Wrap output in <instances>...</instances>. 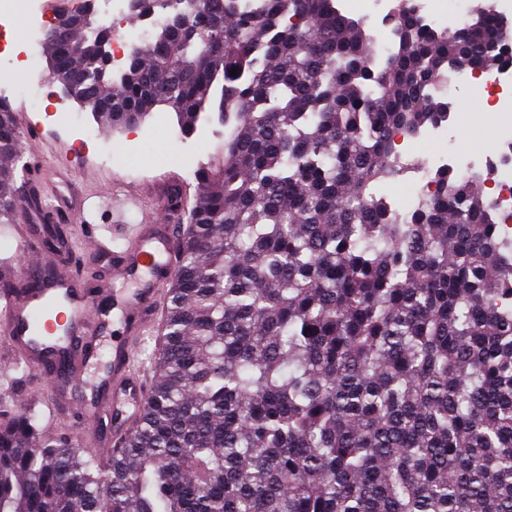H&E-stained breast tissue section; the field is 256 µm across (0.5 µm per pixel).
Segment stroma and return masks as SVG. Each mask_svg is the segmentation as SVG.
I'll return each instance as SVG.
<instances>
[{"mask_svg": "<svg viewBox=\"0 0 512 512\" xmlns=\"http://www.w3.org/2000/svg\"><path fill=\"white\" fill-rule=\"evenodd\" d=\"M80 117L96 134L95 144L82 148L67 121L59 119L44 122L42 141L22 156L29 164L34 155H42L60 171V178L49 187L54 196L74 193L84 201V211L67 227L76 235L90 224L140 223L163 206L165 186L192 180L194 171L209 163L224 140L223 125L206 118L192 136L179 138L176 117L163 106L137 128L118 132L103 128L91 112H81ZM488 126L499 136L512 133V105L491 110L476 103L467 112L454 110L448 138L462 151ZM129 195L136 198V206L126 204ZM52 397L47 378L27 365H16L6 338L0 335V398L16 404L44 428Z\"/></svg>", "mask_w": 512, "mask_h": 512, "instance_id": "obj_1", "label": "stroma"}]
</instances>
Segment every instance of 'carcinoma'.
Listing matches in <instances>:
<instances>
[{
	"instance_id": "carcinoma-1",
	"label": "carcinoma",
	"mask_w": 512,
	"mask_h": 512,
	"mask_svg": "<svg viewBox=\"0 0 512 512\" xmlns=\"http://www.w3.org/2000/svg\"><path fill=\"white\" fill-rule=\"evenodd\" d=\"M394 49L334 0H188L116 71L96 14L49 77L114 128L158 106L229 129L178 238L145 409L106 466L0 404V512H512V240L483 175L397 210V137L512 56L493 6L447 31L413 0ZM236 75H230V71ZM112 101V111L102 103ZM0 105V224L23 203Z\"/></svg>"
}]
</instances>
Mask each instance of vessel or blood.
<instances>
[{
	"label": "vessel or blood",
	"mask_w": 512,
	"mask_h": 512,
	"mask_svg": "<svg viewBox=\"0 0 512 512\" xmlns=\"http://www.w3.org/2000/svg\"><path fill=\"white\" fill-rule=\"evenodd\" d=\"M174 218L168 212L148 224L125 225L121 249L105 234L86 237L83 248L112 263L111 282L94 290L83 288L71 266L61 262L45 267L38 281L23 275L16 287L0 292V331L16 358L51 376V422H60L69 409L92 423H104L107 437L96 446L106 464L112 461L113 440L132 428L147 401L131 340L159 328V290L176 272ZM113 320L121 333L112 339V368L94 397L74 400L83 366L98 356L94 338Z\"/></svg>",
	"instance_id": "b4317fda"
}]
</instances>
